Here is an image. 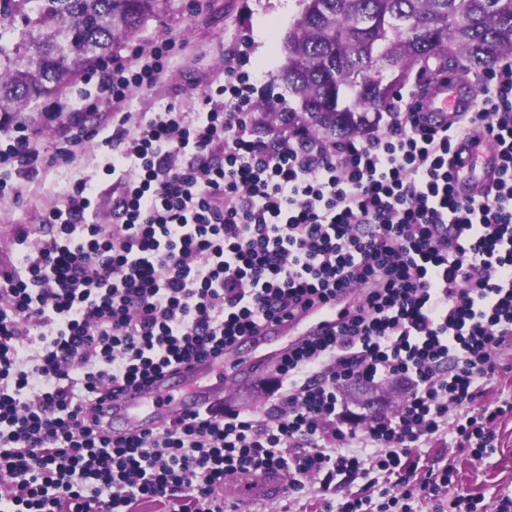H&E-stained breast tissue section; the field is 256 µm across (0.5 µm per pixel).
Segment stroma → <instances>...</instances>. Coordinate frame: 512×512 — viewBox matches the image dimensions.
Segmentation results:
<instances>
[{"label": "stroma", "instance_id": "35a3bbf8", "mask_svg": "<svg viewBox=\"0 0 512 512\" xmlns=\"http://www.w3.org/2000/svg\"><path fill=\"white\" fill-rule=\"evenodd\" d=\"M300 7L297 0H173L158 18L149 20L134 38L121 41L113 53L126 57L132 52L149 56L158 40L174 41L175 49L157 83L149 89L135 90L125 101H105L93 96L83 102L91 112L90 140L77 151L72 161L41 170L38 177L12 178L13 188L0 196V266L19 262L20 251L14 245L18 228H25L30 238L46 237L50 229L42 224L44 212L54 206L80 180L93 182L99 193L100 220L112 221V179L103 172L108 150L103 138L116 128L115 116H129L128 128L144 121L147 113L174 104L184 112H195L200 98L208 90L224 83V69L230 58L247 54L248 70L260 78L256 103L288 101V90L274 76L282 64L279 44L292 25ZM80 88L72 83L58 93L40 99L30 112L19 113L20 124L39 129L43 150H52L67 126L66 116L49 120L47 109L74 98ZM379 405L369 407L344 396L345 405L366 416L395 411L409 392L398 379H388L373 387ZM497 440L482 459H475L471 449L457 447L451 429L438 433L420 448L419 469L451 467L449 495L465 492L485 503L512 497V412L499 417ZM407 469L376 471L371 477L355 473L337 476L329 492H322L317 481H309L298 494L281 493L274 500L254 498L245 505L246 512H322L324 502L340 504L352 496L364 497L365 512H383L385 488L409 479Z\"/></svg>", "mask_w": 512, "mask_h": 512}]
</instances>
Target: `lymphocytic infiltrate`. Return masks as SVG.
<instances>
[{
  "instance_id": "1",
  "label": "lymphocytic infiltrate",
  "mask_w": 512,
  "mask_h": 512,
  "mask_svg": "<svg viewBox=\"0 0 512 512\" xmlns=\"http://www.w3.org/2000/svg\"><path fill=\"white\" fill-rule=\"evenodd\" d=\"M173 48L111 58L83 81L126 100ZM244 64L231 60L200 111L170 104L103 139L121 145L105 166L112 223L82 182L44 214L52 237L17 231L22 260L0 269V512H128L173 491L183 512H224V482L240 474L286 471L292 493L317 475L327 491L340 473L394 470L448 423L474 457L493 446L512 402H474L512 340V60L476 77L468 120L486 125L502 176L475 203L454 194L455 132L434 130L412 95L395 94L371 137L309 156L254 135ZM67 109L49 154L0 115V194L87 141L82 109ZM351 283L365 301L288 352L262 414L209 408L120 438L91 418L104 386L223 355ZM394 377L410 381L407 399L359 427L339 388ZM359 435L373 454L351 453Z\"/></svg>"
}]
</instances>
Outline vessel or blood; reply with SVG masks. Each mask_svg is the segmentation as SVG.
I'll list each match as a JSON object with an SVG mask.
<instances>
[{
  "mask_svg": "<svg viewBox=\"0 0 512 512\" xmlns=\"http://www.w3.org/2000/svg\"><path fill=\"white\" fill-rule=\"evenodd\" d=\"M476 90L468 78L461 75L436 76L422 95V108L432 116L434 126L454 122L458 113L471 111ZM462 165L454 172L456 196L463 200L476 199L498 177L499 154L488 135H481L478 146L464 150ZM359 299L357 291L349 290L336 299L314 305L294 318L266 322L257 339L269 344V351L240 359L225 353L219 358L180 365L164 372L139 389H130L113 398L96 402L95 410L114 435L124 436L134 431L153 430L168 422L188 416L221 400L225 388L238 383L250 373L276 366L282 351L272 349L273 341L289 337L290 347L329 335L344 319L347 310ZM285 483L278 474L269 477L250 476L243 485L250 493L276 497Z\"/></svg>",
  "mask_w": 512,
  "mask_h": 512,
  "instance_id": "1",
  "label": "vessel or blood"
}]
</instances>
